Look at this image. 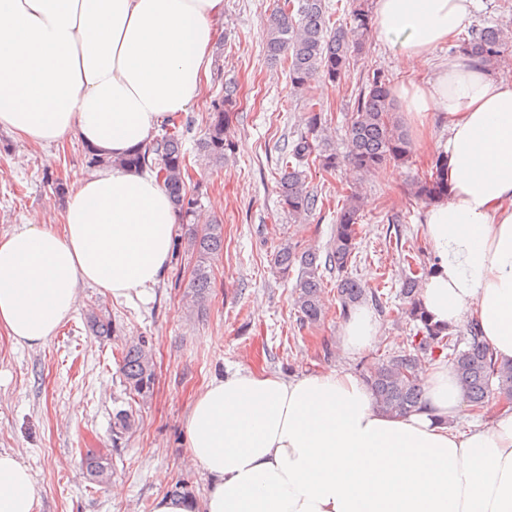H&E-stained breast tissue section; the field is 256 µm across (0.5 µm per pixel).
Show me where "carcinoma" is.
I'll return each mask as SVG.
<instances>
[{"label": "carcinoma", "instance_id": "carcinoma-1", "mask_svg": "<svg viewBox=\"0 0 512 512\" xmlns=\"http://www.w3.org/2000/svg\"><path fill=\"white\" fill-rule=\"evenodd\" d=\"M353 2L348 26L333 21L326 0H283L266 20L267 56L286 63L293 92L305 97L308 106L305 130L284 147L276 179L279 205L291 218L309 217L318 208V193L310 188L314 171L331 174L346 163L353 173L364 176L388 164L404 166L413 156L412 143L395 117L391 81L381 70L367 77L357 89L348 122L347 153L342 157L337 155L327 148L323 138L327 119L321 103L311 96V90L320 82L336 86L348 77L351 60L361 51L371 28L369 0ZM505 39L506 34L497 27L478 26L462 40L459 50L493 67L501 60ZM239 108L236 84L230 80L224 82V91L211 101L205 129L196 139L199 155L213 166H222L234 157L236 146L231 125ZM189 131L187 124L166 129L153 139L147 151H137L120 160L123 167H145L155 172L181 220L187 224L195 220L199 206V196L187 189L183 144ZM411 195L415 201L425 204L448 195V167L443 155L435 156L429 169L413 178ZM362 210L363 197L358 191L345 195L324 255L316 249L301 251L289 241L280 244L274 252L272 261L276 273L287 278L293 269H298L291 298L300 324L314 326L324 316L322 273L327 266L341 273L336 292L342 313H348L369 295L380 308H385L378 292H368L361 281L347 275L355 253L356 224ZM223 247V225L210 224L200 233L189 229L187 251L197 257L189 288L194 307L199 310L211 288L209 258ZM418 284V278H407L400 295L406 304L401 314L422 334L420 341L398 347L361 369V376L374 393L377 404L395 416L414 410L421 400V376L436 360L435 350L449 348L452 349L450 364L473 410L483 409L494 390L511 402L512 362L496 359L473 327L469 328L468 336L458 339L449 330L430 323L420 306ZM121 375L130 394L146 398L152 393L155 374L151 354L144 344H132L124 350ZM83 464L90 481L103 484L110 480L112 467L106 458L88 453Z\"/></svg>", "mask_w": 512, "mask_h": 512}]
</instances>
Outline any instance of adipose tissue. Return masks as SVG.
I'll use <instances>...</instances> for the list:
<instances>
[{"label": "adipose tissue", "instance_id": "adipose-tissue-1", "mask_svg": "<svg viewBox=\"0 0 512 512\" xmlns=\"http://www.w3.org/2000/svg\"><path fill=\"white\" fill-rule=\"evenodd\" d=\"M477 0H376L385 41L430 58L473 23ZM224 0H0V129L44 146L73 137L114 159L143 149L192 106L211 64ZM393 93L417 119L439 112L448 196L427 206L433 253L421 301L431 321L471 325L512 360V81L475 58L440 59ZM64 226L28 222L0 237V328L39 346L88 283L143 295L170 268L176 212L155 174L114 165L71 174ZM381 335L354 307L337 338L353 358ZM410 413L381 411L348 370L295 378L251 370L210 382L186 418L191 461L211 478L202 502L154 512H512V407L457 423L451 365L429 369ZM28 468L0 453V512H38Z\"/></svg>", "mask_w": 512, "mask_h": 512}]
</instances>
